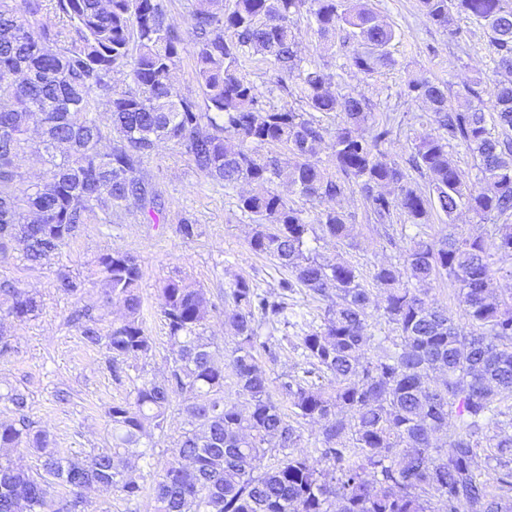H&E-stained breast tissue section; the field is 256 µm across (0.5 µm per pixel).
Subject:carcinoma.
<instances>
[{"mask_svg":"<svg viewBox=\"0 0 512 512\" xmlns=\"http://www.w3.org/2000/svg\"><path fill=\"white\" fill-rule=\"evenodd\" d=\"M427 19L452 39L455 16L473 19L488 38L492 74L455 94L427 79L408 84V95L429 104L434 133L414 144L411 169L430 178L429 192L386 158L396 117L377 123L361 94L331 90L333 74L298 54L294 17L307 8L316 33L347 32L349 66L372 74L389 62L392 29L379 23L366 0H190L188 35L169 21L167 0H56L59 21H42L47 0H0V253L22 245V260L39 265L57 254L84 224L112 223L131 204L159 213L155 187L138 175L155 145L166 141L188 155L206 177L230 187L269 184L283 171L317 206L313 218L273 191L242 195L239 208L254 223L252 251L288 276L271 295L245 278L225 293L224 320L235 330L230 353L206 335L208 300L184 277L167 278L161 313L169 330L171 361L160 379L141 377L133 398L109 409L112 448L82 457L62 455L54 440L32 431L27 396L0 394L15 418L0 422V512H88L84 490L112 489L140 497L137 461L144 439L166 427L172 399L182 398V432L172 460L155 479L153 512H512V435H487L503 422L512 398V295L496 288L512 277V139L492 135L487 112L512 128V0H420ZM230 31L233 38L224 33ZM194 49V79L207 110L181 96L172 83L187 44ZM261 54L297 83L304 106L278 107L241 71V59ZM130 83L119 87L117 74ZM489 103H484L480 86ZM109 114L103 124L98 113ZM336 112L329 127L315 113ZM41 127L49 168L41 184L28 182L15 159L33 148L29 125ZM108 140L110 150L100 144ZM330 150L336 173L317 160ZM463 147L476 159L472 182L453 159ZM358 191L392 245V217L401 212L423 224L433 210L454 224L459 210L496 220L489 238L448 232L415 236L400 262L374 269L385 290L381 316L394 336L364 358L373 337L370 292L357 269L323 257L311 242L344 241L349 225L328 203ZM94 275L107 301L124 315L101 330L92 308L73 321L87 344L105 351L118 372L127 360L146 358L151 337L140 321L142 271L128 252L109 251ZM458 288L464 324L426 303L442 280ZM303 287L330 301L322 324L300 337L302 374H284L281 393L291 403L288 421L270 394L257 350L272 352L263 325H288V293ZM59 292L80 299L82 282L57 279ZM38 301L0 282V314L23 321ZM228 359L247 411L224 395ZM303 422L320 424V456L296 455ZM447 431L439 446L433 436ZM497 449L488 478L474 466L480 440ZM34 452L42 470L30 471ZM282 455L277 466L263 459ZM495 490H490V482ZM68 491L57 501L54 489Z\"/></svg>","mask_w":512,"mask_h":512,"instance_id":"carcinoma-1","label":"carcinoma"}]
</instances>
